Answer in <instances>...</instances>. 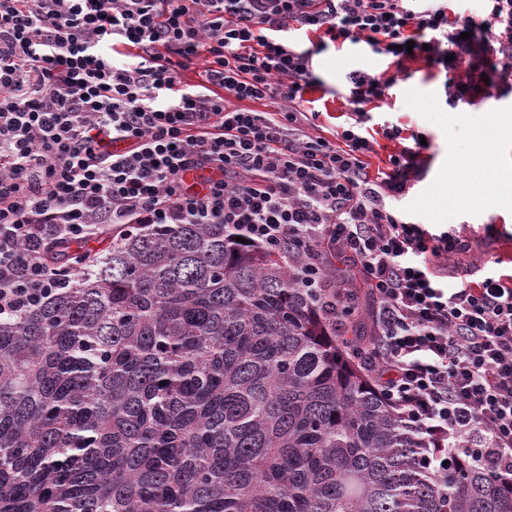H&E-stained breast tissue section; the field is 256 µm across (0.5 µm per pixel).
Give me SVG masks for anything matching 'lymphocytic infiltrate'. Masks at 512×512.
Wrapping results in <instances>:
<instances>
[{
    "mask_svg": "<svg viewBox=\"0 0 512 512\" xmlns=\"http://www.w3.org/2000/svg\"><path fill=\"white\" fill-rule=\"evenodd\" d=\"M484 2L481 25L448 0H0V317L73 287L50 260L60 242L137 224H232L285 251L304 239L302 264L337 306L335 262L366 281V369L421 441V467L512 483V275L443 284L471 239L386 204L409 192L418 151L374 175L365 161L360 127L396 77L351 74L356 122L326 138L299 109L314 51L292 37L424 56L455 106L489 88L479 55L512 72V0Z\"/></svg>",
    "mask_w": 512,
    "mask_h": 512,
    "instance_id": "lymphocytic-infiltrate-1",
    "label": "lymphocytic infiltrate"
}]
</instances>
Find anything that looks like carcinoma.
Segmentation results:
<instances>
[{
	"instance_id": "1",
	"label": "carcinoma",
	"mask_w": 512,
	"mask_h": 512,
	"mask_svg": "<svg viewBox=\"0 0 512 512\" xmlns=\"http://www.w3.org/2000/svg\"><path fill=\"white\" fill-rule=\"evenodd\" d=\"M291 257L222 224H156L73 288L0 318V512H512V489L416 465L343 315Z\"/></svg>"
}]
</instances>
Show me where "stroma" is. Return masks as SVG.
Returning <instances> with one entry per match:
<instances>
[{"label": "stroma", "mask_w": 512, "mask_h": 512, "mask_svg": "<svg viewBox=\"0 0 512 512\" xmlns=\"http://www.w3.org/2000/svg\"><path fill=\"white\" fill-rule=\"evenodd\" d=\"M407 78L387 89L373 120L367 125L375 139L374 151L367 158L370 171L386 168L390 155L416 146L425 139L420 161L423 172L398 206L413 222L434 232L447 225L461 226L472 237L466 260L482 266H498L500 272L512 271V227L507 226L497 206H477L460 200L451 215L426 209L421 200L440 184L446 183L451 169L468 155L476 129L492 119L512 116V77L497 81L488 93L478 95L472 104L458 105V115L442 121L449 111L445 92L446 75L422 59L405 61ZM356 71L390 76L395 67L390 56L372 53L360 45H328L314 55L312 72L319 87L305 96L303 108L316 113L319 132L331 136L349 122L353 110L348 100V76ZM402 128L401 139L383 136L382 126Z\"/></svg>", "instance_id": "35a3bbf8"}]
</instances>
